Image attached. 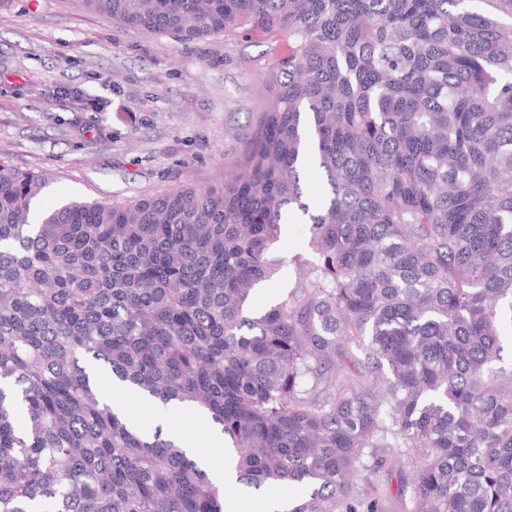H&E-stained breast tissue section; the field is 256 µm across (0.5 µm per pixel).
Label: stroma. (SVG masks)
I'll use <instances>...</instances> for the list:
<instances>
[{
    "label": "stroma",
    "mask_w": 512,
    "mask_h": 512,
    "mask_svg": "<svg viewBox=\"0 0 512 512\" xmlns=\"http://www.w3.org/2000/svg\"><path fill=\"white\" fill-rule=\"evenodd\" d=\"M287 51L256 31L186 42L74 0H14L0 9V158L54 176L44 208L208 187L238 167ZM308 238L301 221L284 226L275 288L294 280Z\"/></svg>",
    "instance_id": "obj_1"
}]
</instances>
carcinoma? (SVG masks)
I'll use <instances>...</instances> for the list:
<instances>
[{
	"instance_id": "carcinoma-1",
	"label": "carcinoma",
	"mask_w": 512,
	"mask_h": 512,
	"mask_svg": "<svg viewBox=\"0 0 512 512\" xmlns=\"http://www.w3.org/2000/svg\"><path fill=\"white\" fill-rule=\"evenodd\" d=\"M193 41L277 35L271 105L224 183L33 215L0 159V512H224L83 357L221 426L288 512H512V0H78ZM315 162L328 194L311 210ZM290 218L311 257L267 303Z\"/></svg>"
}]
</instances>
